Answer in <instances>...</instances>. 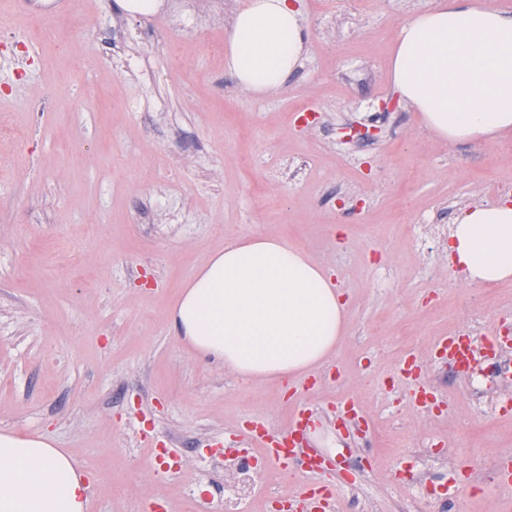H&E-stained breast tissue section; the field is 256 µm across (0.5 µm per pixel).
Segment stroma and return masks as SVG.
Returning a JSON list of instances; mask_svg holds the SVG:
<instances>
[{
	"label": "stroma",
	"instance_id": "1",
	"mask_svg": "<svg viewBox=\"0 0 512 512\" xmlns=\"http://www.w3.org/2000/svg\"><path fill=\"white\" fill-rule=\"evenodd\" d=\"M161 2L150 16L114 0L39 16L0 0V432L70 452L93 483L87 512H136L153 497L224 512L213 442L237 447L247 419L287 426L297 401L190 351L169 309L225 240L262 233L333 270L348 300L333 384L307 398L342 512H416L422 489L398 478L411 468L465 484L450 512H512V489L494 481L512 457V408L480 410L471 390L483 379L428 355L463 315L512 323V280L468 282L428 230L452 225L457 205L495 203L512 183V136L438 139L392 87L402 23L437 0L342 12L299 0L307 52L263 95L224 68L247 0ZM119 22L125 42L108 49L96 36ZM311 103L315 121L297 122ZM410 354L437 388L419 413L400 373ZM351 400L369 439L335 420ZM155 446L178 449L176 477Z\"/></svg>",
	"mask_w": 512,
	"mask_h": 512
}]
</instances>
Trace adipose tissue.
I'll return each mask as SVG.
<instances>
[{
  "instance_id": "1",
  "label": "adipose tissue",
  "mask_w": 512,
  "mask_h": 512,
  "mask_svg": "<svg viewBox=\"0 0 512 512\" xmlns=\"http://www.w3.org/2000/svg\"><path fill=\"white\" fill-rule=\"evenodd\" d=\"M307 41L290 0H249L226 38L224 67L258 94L276 90ZM392 81L426 128L458 143L512 134V12L483 0H440L402 25ZM448 250L468 278L512 277V206L461 212ZM330 274L268 235L227 240L170 311L179 338L246 382L295 385L322 366L345 327ZM88 488L71 455L41 436L0 433V512H86Z\"/></svg>"
}]
</instances>
